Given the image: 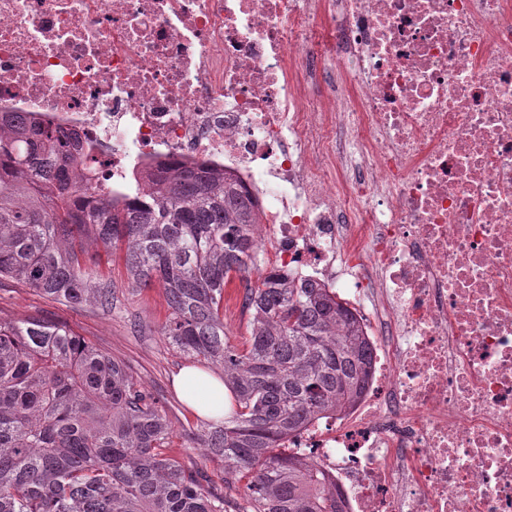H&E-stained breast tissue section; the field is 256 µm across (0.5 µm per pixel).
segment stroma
Masks as SVG:
<instances>
[{
  "instance_id": "1",
  "label": "stroma",
  "mask_w": 512,
  "mask_h": 512,
  "mask_svg": "<svg viewBox=\"0 0 512 512\" xmlns=\"http://www.w3.org/2000/svg\"><path fill=\"white\" fill-rule=\"evenodd\" d=\"M167 315L160 288L143 290L120 309L104 312L89 306L70 308L47 299L32 289L5 280L0 282V317L18 320L39 316L69 326L91 340L98 349L124 362L145 386L166 402V413L178 430L172 456L183 465L204 463L202 449L190 435L197 427V416L174 380L189 364L161 338L159 329Z\"/></svg>"
}]
</instances>
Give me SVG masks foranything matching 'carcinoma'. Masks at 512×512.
<instances>
[{
  "label": "carcinoma",
  "mask_w": 512,
  "mask_h": 512,
  "mask_svg": "<svg viewBox=\"0 0 512 512\" xmlns=\"http://www.w3.org/2000/svg\"><path fill=\"white\" fill-rule=\"evenodd\" d=\"M91 164L57 129L0 119V278L72 308L110 312L121 291L88 245L123 252L128 290L160 287V336L223 372L224 418L195 440L216 464L169 454L176 431L162 399L123 363L66 325L0 317V512H342L328 473L288 436L353 407L372 347L331 288L286 273L251 278L259 247L249 192L216 169L168 167L146 191L87 193ZM243 286L246 336L224 325V288Z\"/></svg>",
  "instance_id": "carcinoma-1"
}]
</instances>
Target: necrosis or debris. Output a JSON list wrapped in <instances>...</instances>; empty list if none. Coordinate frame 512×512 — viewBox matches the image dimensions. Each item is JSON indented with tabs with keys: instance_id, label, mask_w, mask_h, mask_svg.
Wrapping results in <instances>:
<instances>
[{
	"instance_id": "necrosis-or-debris-1",
	"label": "necrosis or debris",
	"mask_w": 512,
	"mask_h": 512,
	"mask_svg": "<svg viewBox=\"0 0 512 512\" xmlns=\"http://www.w3.org/2000/svg\"><path fill=\"white\" fill-rule=\"evenodd\" d=\"M96 192L218 168L373 351L289 436L344 512H512V0H0V113Z\"/></svg>"
}]
</instances>
